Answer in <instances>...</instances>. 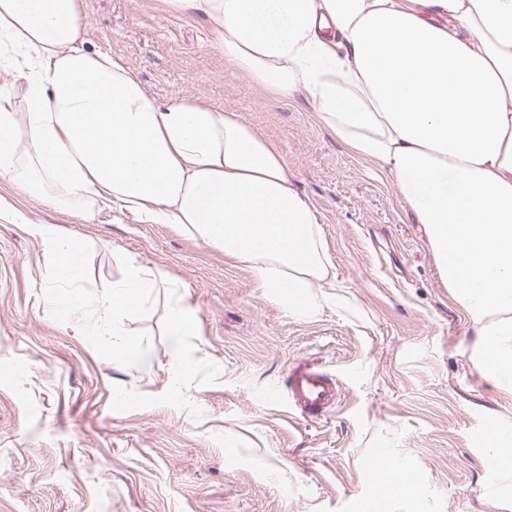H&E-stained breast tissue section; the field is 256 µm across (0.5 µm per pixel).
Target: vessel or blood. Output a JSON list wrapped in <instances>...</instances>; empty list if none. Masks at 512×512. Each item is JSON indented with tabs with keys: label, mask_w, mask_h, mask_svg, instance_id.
Segmentation results:
<instances>
[{
	"label": "vessel or blood",
	"mask_w": 512,
	"mask_h": 512,
	"mask_svg": "<svg viewBox=\"0 0 512 512\" xmlns=\"http://www.w3.org/2000/svg\"><path fill=\"white\" fill-rule=\"evenodd\" d=\"M287 390L297 417L303 420L324 415L339 397L335 379L306 363L289 371Z\"/></svg>",
	"instance_id": "obj_1"
}]
</instances>
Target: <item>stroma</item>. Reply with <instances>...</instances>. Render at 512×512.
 <instances>
[{"label": "stroma", "instance_id": "35a3bbf8", "mask_svg": "<svg viewBox=\"0 0 512 512\" xmlns=\"http://www.w3.org/2000/svg\"><path fill=\"white\" fill-rule=\"evenodd\" d=\"M88 47L135 70L161 99L199 97L239 113L286 160L315 206L346 308L299 320L257 288L245 264L112 206L85 218L0 178V202L84 244V273L55 281L43 244L0 222V512H351L372 449H394L423 478L420 512H512L487 502L498 475L478 431L512 426V395L478 371L473 331L391 177L358 158L303 98L277 99L232 71L209 27L160 0H81ZM151 268L146 308L111 337L80 333L59 300ZM197 308L190 335L168 333L175 296ZM313 362L340 381L341 404L298 420L284 388Z\"/></svg>", "mask_w": 512, "mask_h": 512}]
</instances>
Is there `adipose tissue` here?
Returning a JSON list of instances; mask_svg holds the SVG:
<instances>
[{
	"instance_id": "ef3b65f1",
	"label": "adipose tissue",
	"mask_w": 512,
	"mask_h": 512,
	"mask_svg": "<svg viewBox=\"0 0 512 512\" xmlns=\"http://www.w3.org/2000/svg\"><path fill=\"white\" fill-rule=\"evenodd\" d=\"M203 20L234 71L281 99L304 96L322 125L387 171L474 331L482 375L512 394V0H163ZM0 176L54 204L109 203L247 264L289 315L335 306L316 211L282 155L245 119L201 99H158L107 52L86 47L78 0H0ZM43 241L59 281L79 280L83 244L0 205ZM150 270L127 262L110 289L61 304L111 334L116 363L140 348L123 319L148 302ZM326 296H316V289ZM512 499V427L485 433ZM360 512H418L422 480L388 448L371 453Z\"/></svg>"
}]
</instances>
